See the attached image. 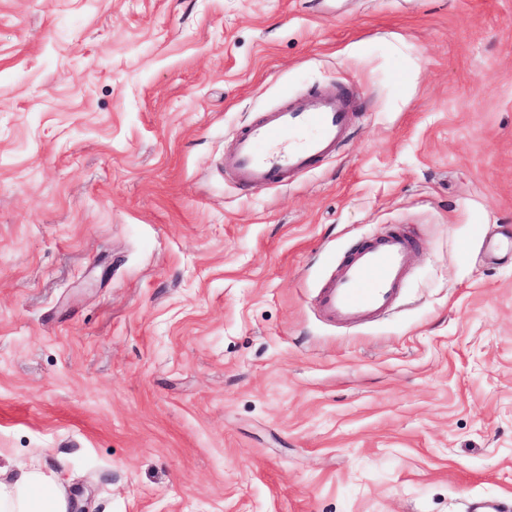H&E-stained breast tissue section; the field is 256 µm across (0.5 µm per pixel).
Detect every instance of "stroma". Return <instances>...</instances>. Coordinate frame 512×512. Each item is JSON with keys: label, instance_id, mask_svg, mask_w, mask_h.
<instances>
[{"label": "stroma", "instance_id": "1", "mask_svg": "<svg viewBox=\"0 0 512 512\" xmlns=\"http://www.w3.org/2000/svg\"><path fill=\"white\" fill-rule=\"evenodd\" d=\"M354 105L284 186L224 171ZM419 249L390 313L315 291ZM512 0H0V468L71 512L512 504ZM352 119L336 97L304 98L245 128L226 169L243 189L261 190L288 181L336 150ZM416 249V242L397 230L355 246L318 288L320 315L332 324H346L392 309Z\"/></svg>", "mask_w": 512, "mask_h": 512}]
</instances>
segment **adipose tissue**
Instances as JSON below:
<instances>
[{"mask_svg":"<svg viewBox=\"0 0 512 512\" xmlns=\"http://www.w3.org/2000/svg\"><path fill=\"white\" fill-rule=\"evenodd\" d=\"M70 503L37 465H24L16 478L0 477V512H68Z\"/></svg>","mask_w":512,"mask_h":512,"instance_id":"obj_1","label":"adipose tissue"}]
</instances>
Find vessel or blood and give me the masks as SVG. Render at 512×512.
Instances as JSON below:
<instances>
[{"label":"vessel or blood","instance_id":"vessel-or-blood-1","mask_svg":"<svg viewBox=\"0 0 512 512\" xmlns=\"http://www.w3.org/2000/svg\"><path fill=\"white\" fill-rule=\"evenodd\" d=\"M352 119L337 98H304L245 128L224 167L238 186L261 190L314 167L344 139ZM417 244L400 231L355 246L317 291L320 315L343 324L393 308Z\"/></svg>","mask_w":512,"mask_h":512}]
</instances>
